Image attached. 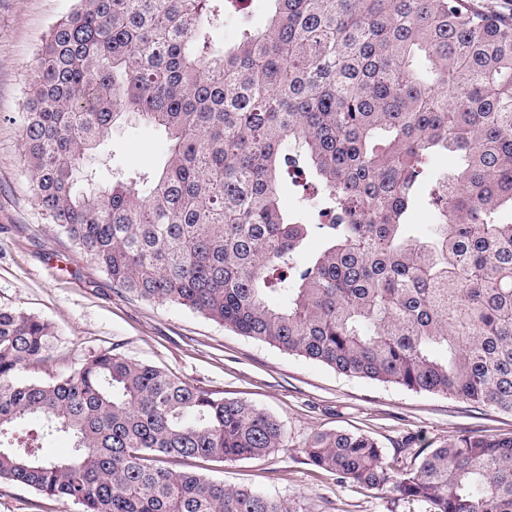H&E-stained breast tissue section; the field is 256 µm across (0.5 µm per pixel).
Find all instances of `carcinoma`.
<instances>
[{
  "label": "carcinoma",
  "instance_id": "carcinoma-1",
  "mask_svg": "<svg viewBox=\"0 0 512 512\" xmlns=\"http://www.w3.org/2000/svg\"><path fill=\"white\" fill-rule=\"evenodd\" d=\"M76 2L36 58L24 175L113 287L347 376L512 414V17L470 0H270L265 27L226 45L228 0ZM126 123L167 153L103 184L89 156ZM439 154L454 164L428 181ZM286 176L315 223L283 211ZM425 183L433 223L415 236L404 217ZM312 232L324 247L307 259ZM55 340L0 309V480L82 512H296L144 464L270 454L277 419L112 351L16 382ZM33 419L74 455L43 457ZM304 452L424 512H512V437L455 435L409 468L364 434Z\"/></svg>",
  "mask_w": 512,
  "mask_h": 512
}]
</instances>
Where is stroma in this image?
<instances>
[{"instance_id": "obj_1", "label": "stroma", "mask_w": 512, "mask_h": 512, "mask_svg": "<svg viewBox=\"0 0 512 512\" xmlns=\"http://www.w3.org/2000/svg\"><path fill=\"white\" fill-rule=\"evenodd\" d=\"M73 0H0V308L49 322L54 349L19 374L52 382L104 350L157 366L182 382L241 399L281 422L286 445L237 461L151 458L231 487L292 501L296 512H421L375 491L337 484L304 450L315 434L358 431L376 439L389 464L409 466L419 448L459 434L512 436V414L426 392L348 377L244 337L183 306L135 300L114 288L56 224L23 175L20 117L36 55ZM167 142L144 130L114 138L113 169L156 165ZM0 512H81L80 505L0 481Z\"/></svg>"}]
</instances>
